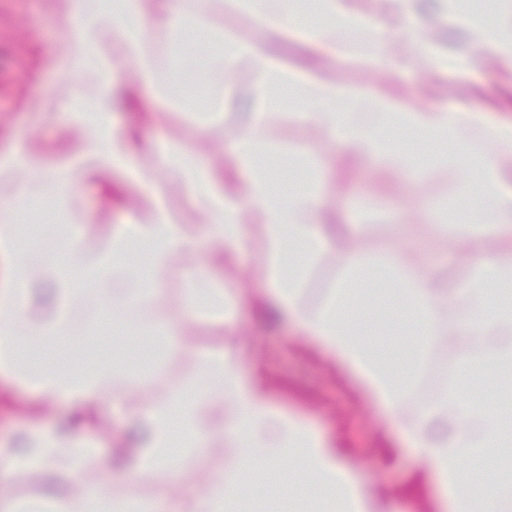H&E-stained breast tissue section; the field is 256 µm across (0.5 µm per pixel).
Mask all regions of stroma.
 Returning <instances> with one entry per match:
<instances>
[{
    "instance_id": "1",
    "label": "stroma",
    "mask_w": 512,
    "mask_h": 512,
    "mask_svg": "<svg viewBox=\"0 0 512 512\" xmlns=\"http://www.w3.org/2000/svg\"><path fill=\"white\" fill-rule=\"evenodd\" d=\"M60 10V0H0V155L20 148L37 154L46 166L80 160L82 146L74 123L64 115L59 101L65 92H72L75 111H85L96 96V87L87 81L68 91L63 88L58 60L67 33L59 24ZM182 12L184 23L175 29L161 19L158 6L150 8L145 36L157 70L180 63L183 51L211 45L216 32L245 40L263 38L252 17L238 11L233 0H182ZM339 41L345 52L336 59L285 33L271 42L270 51L284 66L313 76L327 73L337 83L356 85L368 92L379 89L411 105L482 109L489 119L512 122V70L485 66L466 76L438 70L422 50L419 35L404 37L395 61L374 66L369 63L374 49L367 32L349 30ZM260 82L261 74L253 67L235 71L220 115L207 112L201 88L192 76L187 77L183 88L184 102L171 100L158 105L153 91L146 89L137 106L113 103L114 129L119 133L134 131L136 155L150 179L140 182L126 171L112 168L85 173L65 204L71 223L85 236L96 237L125 223L130 213L146 208L149 194L157 187L163 190L176 223L194 222L195 206L189 190L156 168L155 148L170 141L183 142L203 164L221 174L226 170L230 141L250 133L264 146L268 165L286 185L305 181L304 159L319 162L321 185L339 223L363 227L354 241L360 252L380 255L402 249L416 261L447 270L450 280L465 278L467 259L454 240L438 237L434 230L440 220L453 219L463 204L459 183L447 169L424 165L414 185L399 178L382 179L372 165L346 161L319 129L295 124L284 116L253 129L248 114ZM405 225L410 227V234L402 233ZM56 228V222L40 210L26 213L16 227L21 237L16 256L0 259V281L15 274L28 276L40 268L45 254L34 238ZM194 262L191 256L174 257L158 278L160 297L139 308L112 313L76 308L71 313L76 335L100 339L102 357H112V343L117 340L122 344V358L141 367L140 378L128 390L130 399L143 403L172 401L195 378L201 356L221 349L233 352L245 375L257 374L266 381L273 407L300 414L342 448L344 464L378 494L383 512H431L432 490L424 479V462L405 448L399 430L358 392L354 381L336 372L305 342L293 321L269 324L246 305L238 309L230 329L215 318L189 320L183 324L187 345H172L168 352L152 356L149 366H142L146 344L155 343L169 320L182 313L185 270ZM266 270L265 245L257 237L234 270L218 267L213 277L231 291L262 280ZM338 271L335 252H328L305 286L301 303L307 311L319 308ZM459 364L460 355L453 351L443 364L430 357L414 401L440 398L449 381L457 377ZM38 407L39 399L29 388L1 383L0 444L18 447L31 424L60 423L68 414L63 402L45 413ZM125 426L126 417L113 406L111 396H101L89 408L82 432L99 443L100 458L81 471L79 479L85 487L107 483L109 475L101 460L112 454L114 431ZM223 468L224 452L217 445L205 453L182 455L169 470L141 476L138 487L167 505L178 496L182 484L205 488ZM279 478L288 497L247 500L241 505L242 512H268L274 505L281 512H323L318 487L297 462L282 463ZM299 484L306 485L307 492L296 498L291 491ZM68 491L69 479L62 473L19 475L0 483V496L19 500L58 503Z\"/></svg>"
}]
</instances>
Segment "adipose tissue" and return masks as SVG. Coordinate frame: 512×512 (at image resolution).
<instances>
[{
	"mask_svg": "<svg viewBox=\"0 0 512 512\" xmlns=\"http://www.w3.org/2000/svg\"><path fill=\"white\" fill-rule=\"evenodd\" d=\"M146 3L120 0L110 8L106 0H64V18L72 30L61 66L65 82L113 70L112 58L96 49L115 41L124 59L136 64L140 83L158 89L159 76L144 39ZM459 3L439 0L444 16L468 30L475 51L452 59L435 55V67L468 73L490 57L512 66V28H476ZM250 14L268 35L285 32L332 55L339 51L336 34L344 30H367L382 59L392 57L396 43L378 15L357 12L347 0H320L315 19L299 10L298 0H277L273 9L267 0H251ZM243 64L264 75L250 114L253 126H264L276 117L282 107L280 92L287 88L301 104L294 115L297 122L318 127L343 152L377 163L389 174L403 178L417 170L411 156L394 146L401 134L415 132L440 145L429 162L450 169L460 179V194L468 205L460 213L461 223L442 224L438 230L454 234L469 247L471 269L465 279L452 282L440 270L414 262L401 251L372 256L332 245L322 191L279 185L266 172L255 139L239 138L231 147L236 167L245 174L232 194L182 143H168L159 163L189 189L202 223H172L157 202L98 243L78 242L75 260H51L42 269L55 295V307L48 314L35 311L27 279L0 286V376L30 387L45 403L67 401L73 407V423H81L96 397L108 394L114 404L128 405V417L146 425L144 445L131 466L105 463L113 479L124 484L122 495L105 486L92 490L77 484L54 512H163L154 499L140 493L136 478L169 465L178 440L200 449L210 447L218 436L225 445L223 472L205 489H184L173 512H235L242 495L263 497L272 489L268 481L244 482V475L274 467L288 456L296 458L320 487L330 512H380L373 494L343 464L339 448L302 418L275 409L261 379L246 378L235 354L217 351L201 360L204 375L219 380L222 400H211L200 390L176 409L167 403L127 404L125 393L132 378L118 363L81 374L48 358L26 369L20 365L25 350L37 348L48 354L72 339L74 305L133 307L160 296L157 285L117 259L133 241L148 245L154 271L165 269L174 255L197 256L188 275L185 317L208 314L232 320L224 290L206 266H235L251 245L253 228L267 244L270 269L262 287L238 291L237 301L248 302L263 314L293 319L317 349L393 419L409 448L427 464L438 512H502L504 498L512 495V467L475 483L464 464L505 448L512 450V418L464 396L456 382L435 402L414 403L412 393L432 350L443 343L460 350L461 368L494 372L512 367V254L496 248L500 241H512V183L503 167L504 160L512 159V123L488 120L476 109L414 107L382 92L367 97L358 89L283 66L256 43L225 41L213 59L214 68L227 76ZM110 109V102H103L97 116L79 126L83 153L102 165L128 168L132 140L114 133ZM79 176L78 169L61 164L18 186L12 204L0 209V256L15 246L22 204L50 192L61 193ZM331 248L341 259L340 272L320 308L311 313L300 304L305 279ZM376 276L382 282L370 301L371 312L388 314L405 328L402 342L387 351L364 341L354 305L359 284ZM455 300L462 302L463 312L447 316L448 305ZM6 455L7 471L13 475L72 472L97 457L98 445L71 430L36 427L28 431L21 450L10 449Z\"/></svg>",
	"mask_w": 512,
	"mask_h": 512,
	"instance_id": "adipose-tissue-1",
	"label": "adipose tissue"
}]
</instances>
